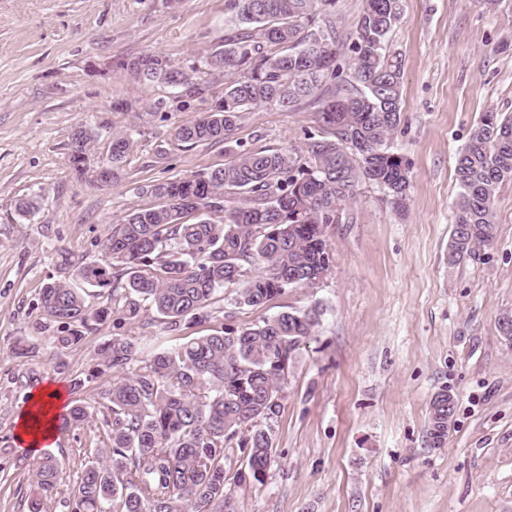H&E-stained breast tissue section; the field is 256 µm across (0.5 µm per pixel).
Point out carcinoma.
Returning <instances> with one entry per match:
<instances>
[{
    "label": "carcinoma",
    "instance_id": "1",
    "mask_svg": "<svg viewBox=\"0 0 512 512\" xmlns=\"http://www.w3.org/2000/svg\"><path fill=\"white\" fill-rule=\"evenodd\" d=\"M337 0H225L224 48L180 69L160 54L124 64L140 80L182 89L207 101L206 75L224 78L216 106L174 128L182 147L228 141L243 113L258 107L317 106L319 135L301 152L244 149L220 168L149 186L158 204L129 212L101 241L102 259L76 262L62 251L60 266L91 288H110L112 306L96 308L67 281L39 296L38 329L53 324L81 342L85 331L112 320L133 325L147 312L176 329L200 324L216 293L237 284L253 266L236 302L262 307L288 288L315 285L330 269L326 229L372 182L402 206L411 180L391 143L402 121L403 61L387 50L403 0H366L346 34ZM87 132L71 136L70 161L85 172ZM127 141L111 142L104 163L124 161ZM460 188L448 245V264L476 255L495 238L499 185L512 180V115L487 111L459 151ZM126 278L117 295V277ZM315 309H297L246 328L223 327L138 357L116 334L97 347L88 381L121 377L102 390L100 415L74 405L60 428L89 431L95 451L76 470L72 512H227L224 452L243 451L247 469L235 481L263 482L271 463V422L282 408V381L296 348L318 324ZM455 403L440 407L441 432L429 415L430 446L442 448ZM60 462L43 454L32 469L29 512H46Z\"/></svg>",
    "mask_w": 512,
    "mask_h": 512
}]
</instances>
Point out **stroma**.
<instances>
[{"instance_id": "stroma-1", "label": "stroma", "mask_w": 512, "mask_h": 512, "mask_svg": "<svg viewBox=\"0 0 512 512\" xmlns=\"http://www.w3.org/2000/svg\"><path fill=\"white\" fill-rule=\"evenodd\" d=\"M224 0H0V512H28L38 459L15 441L31 393L55 382L67 403L101 401L86 376L94 326L60 348L37 332L41 288L64 278L59 251L101 259L99 241L131 210L155 205L151 184L223 166L239 148L304 149L316 109L259 108L232 142L184 148L174 128L205 105L177 89L135 79L123 62L145 53L183 68L224 46ZM389 48L404 64L403 119L393 149L409 164L404 206L362 184L352 212L331 225L333 260L309 288H289L264 307L218 292L208 322L167 331L151 315L128 330L143 352L171 349L220 327L246 328L293 309L319 323L296 351L272 425L263 482L236 483L246 466L228 452L235 512H512V181L496 199V236L475 257L449 265L459 188L454 166L481 114H512V0H405ZM91 137V159L129 142L111 183L79 177L71 134ZM34 199L21 217L17 204ZM30 347L28 356L17 347ZM456 400L445 447L429 445L433 395ZM85 431L56 433L65 460L49 512H71L70 487Z\"/></svg>"}]
</instances>
